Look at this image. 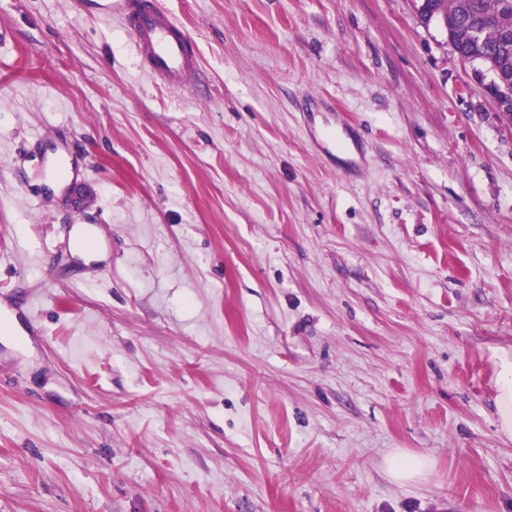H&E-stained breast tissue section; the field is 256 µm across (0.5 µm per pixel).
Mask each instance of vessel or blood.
<instances>
[{
	"label": "vessel or blood",
	"mask_w": 512,
	"mask_h": 512,
	"mask_svg": "<svg viewBox=\"0 0 512 512\" xmlns=\"http://www.w3.org/2000/svg\"><path fill=\"white\" fill-rule=\"evenodd\" d=\"M102 17L124 20L149 73L173 88L189 87L198 68L192 39L160 0H95Z\"/></svg>",
	"instance_id": "obj_1"
}]
</instances>
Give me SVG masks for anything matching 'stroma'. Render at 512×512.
<instances>
[{"label":"stroma","instance_id":"35a3bbf8","mask_svg":"<svg viewBox=\"0 0 512 512\" xmlns=\"http://www.w3.org/2000/svg\"><path fill=\"white\" fill-rule=\"evenodd\" d=\"M161 3L197 94L87 0H0V512H512L484 80L411 0ZM397 451L431 470L393 481ZM496 380L497 423L501 436L512 441V355L500 356Z\"/></svg>","mask_w":512,"mask_h":512}]
</instances>
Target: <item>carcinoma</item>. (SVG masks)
I'll list each match as a JSON object with an SVG mask.
<instances>
[{
    "mask_svg": "<svg viewBox=\"0 0 512 512\" xmlns=\"http://www.w3.org/2000/svg\"><path fill=\"white\" fill-rule=\"evenodd\" d=\"M419 6L422 22H447L459 57L484 62L493 75L507 68L512 76V0H420Z\"/></svg>",
    "mask_w": 512,
    "mask_h": 512,
    "instance_id": "1",
    "label": "carcinoma"
}]
</instances>
